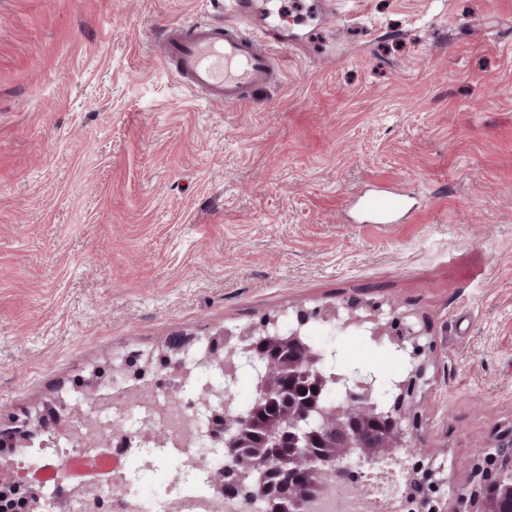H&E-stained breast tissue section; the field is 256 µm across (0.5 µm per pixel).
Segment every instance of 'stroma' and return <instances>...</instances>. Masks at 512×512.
<instances>
[{
	"label": "stroma",
	"mask_w": 512,
	"mask_h": 512,
	"mask_svg": "<svg viewBox=\"0 0 512 512\" xmlns=\"http://www.w3.org/2000/svg\"><path fill=\"white\" fill-rule=\"evenodd\" d=\"M315 58L237 106L153 42L210 0H0V427L130 355L356 299L424 332L426 449L453 512L512 425V0H332ZM407 196L367 224L358 195ZM315 343L386 382L410 355Z\"/></svg>",
	"instance_id": "1"
}]
</instances>
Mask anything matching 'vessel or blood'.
<instances>
[{"instance_id":"obj_1","label":"vessel or blood","mask_w":512,"mask_h":512,"mask_svg":"<svg viewBox=\"0 0 512 512\" xmlns=\"http://www.w3.org/2000/svg\"><path fill=\"white\" fill-rule=\"evenodd\" d=\"M253 0H234L223 21L182 22L165 26L155 45L160 60L190 90L235 106L256 90L281 79L280 53L298 45V37L281 25H254ZM378 220L393 218L404 208L399 194L377 189L362 201Z\"/></svg>"}]
</instances>
